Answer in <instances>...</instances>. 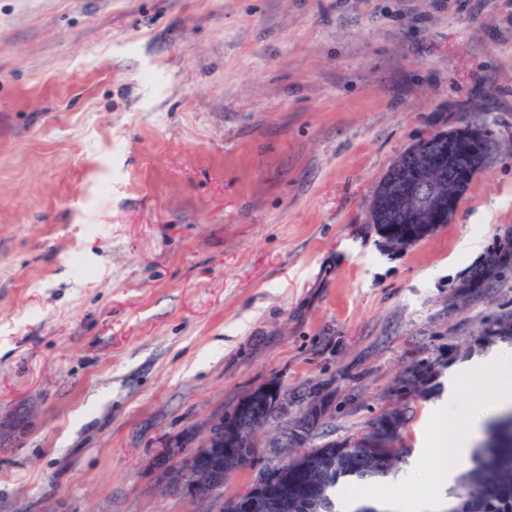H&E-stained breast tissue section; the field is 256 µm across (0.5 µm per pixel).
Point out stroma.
<instances>
[{"label": "stroma", "mask_w": 512, "mask_h": 512, "mask_svg": "<svg viewBox=\"0 0 512 512\" xmlns=\"http://www.w3.org/2000/svg\"><path fill=\"white\" fill-rule=\"evenodd\" d=\"M461 117L494 149L453 223L386 247L373 189ZM509 242L512 0H0V512H221L159 441L272 380L333 395L322 442L407 407L367 490L409 495ZM436 359L421 360L414 365L401 380V388L409 393L420 394L427 390L428 383L436 373Z\"/></svg>", "instance_id": "obj_1"}]
</instances>
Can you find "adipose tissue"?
I'll return each mask as SVG.
<instances>
[{
  "mask_svg": "<svg viewBox=\"0 0 512 512\" xmlns=\"http://www.w3.org/2000/svg\"><path fill=\"white\" fill-rule=\"evenodd\" d=\"M510 407L512 388L500 383L487 388L475 411L462 415L449 410L448 421L438 428L434 446L429 450L435 468L428 491L409 500L380 497L377 505L387 508L388 512H438L440 502L455 485L459 472L470 462L481 423Z\"/></svg>",
  "mask_w": 512,
  "mask_h": 512,
  "instance_id": "adipose-tissue-1",
  "label": "adipose tissue"
}]
</instances>
